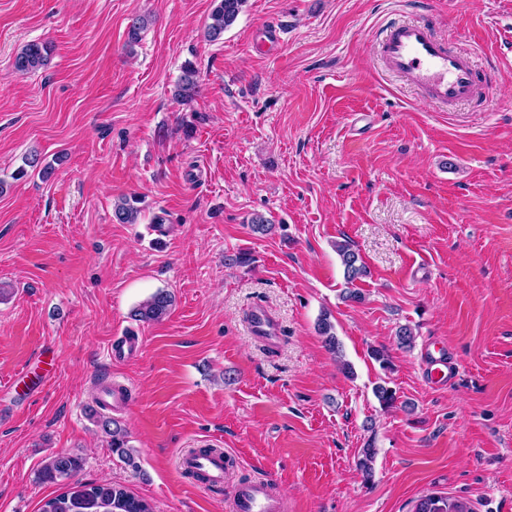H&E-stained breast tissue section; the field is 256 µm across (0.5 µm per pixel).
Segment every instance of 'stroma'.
<instances>
[{
  "mask_svg": "<svg viewBox=\"0 0 512 512\" xmlns=\"http://www.w3.org/2000/svg\"><path fill=\"white\" fill-rule=\"evenodd\" d=\"M213 6L0 0V512L58 494L36 473L61 452L155 512H227L236 484L267 475L288 512H413L428 494L512 512V0H247L217 41ZM414 19L474 52L489 95L442 109L383 72L379 33ZM34 40L48 65L16 71ZM187 64L200 90L184 103ZM122 197L137 223L115 219ZM342 241L367 268L358 301ZM160 290L169 314L133 320ZM257 305L279 321L275 348L247 332ZM123 336L143 347L116 362ZM429 345L457 365L447 384L423 370ZM113 383L134 468L85 414ZM213 447L234 461L220 491L176 468ZM198 90L196 71L189 65L183 67L182 75L175 84L174 96L182 101L191 100Z\"/></svg>",
  "mask_w": 512,
  "mask_h": 512,
  "instance_id": "stroma-1",
  "label": "stroma"
}]
</instances>
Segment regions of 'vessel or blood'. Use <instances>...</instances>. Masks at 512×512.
Masks as SVG:
<instances>
[{"label":"vessel or blood","mask_w":512,"mask_h":512,"mask_svg":"<svg viewBox=\"0 0 512 512\" xmlns=\"http://www.w3.org/2000/svg\"><path fill=\"white\" fill-rule=\"evenodd\" d=\"M379 47L386 70L405 78L429 102L448 106L466 103L476 96L483 82L470 55L447 49L426 22L390 25ZM248 329L263 346L279 343V323L265 307L252 310ZM423 364L436 384L448 382L456 373V365L449 357L429 350L424 353ZM176 466L180 473L197 477L202 489L224 485L223 453L189 449L178 455ZM230 508L231 512H280L281 506L265 481L240 487Z\"/></svg>","instance_id":"vessel-or-blood-1"}]
</instances>
